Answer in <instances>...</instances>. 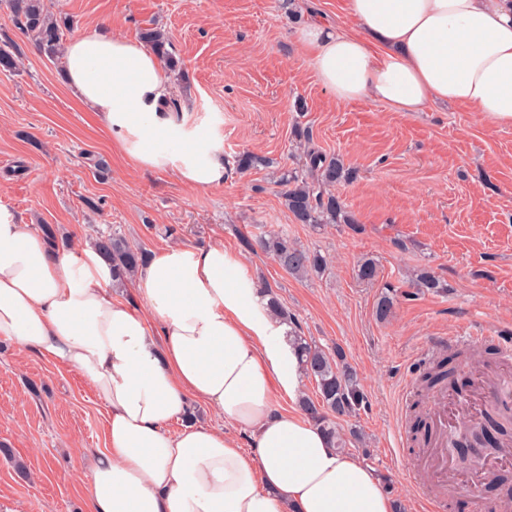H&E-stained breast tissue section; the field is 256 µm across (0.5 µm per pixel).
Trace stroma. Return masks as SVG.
I'll list each match as a JSON object with an SVG mask.
<instances>
[{
  "label": "stroma",
  "mask_w": 512,
  "mask_h": 512,
  "mask_svg": "<svg viewBox=\"0 0 512 512\" xmlns=\"http://www.w3.org/2000/svg\"><path fill=\"white\" fill-rule=\"evenodd\" d=\"M346 0H46L74 18V32L99 26L138 38L161 28L182 74L172 75L185 127L224 147L222 185L195 191L168 169H144L112 146L97 113L62 80V60L43 56L0 4V45L18 68L0 70V206L20 223L51 225L58 245H90L119 231L156 253L170 245L221 244L245 275L279 298L307 340L342 348L367 396L349 456L380 474L405 512H427L417 445L397 434L404 399L434 353L430 337L485 328L512 337V127L459 106L406 114L369 102L337 103L296 41L309 16L347 23ZM311 145L342 156L352 182L336 192L358 227L294 223L278 179L296 167L294 126ZM273 167L237 172L239 154ZM286 230L331 259L322 276L287 274L244 249L240 235ZM366 257L378 277H356ZM428 268L443 293L410 286ZM403 295L384 321L385 284ZM106 445V411L75 370L0 339V512H88L89 455Z\"/></svg>",
  "instance_id": "stroma-1"
}]
</instances>
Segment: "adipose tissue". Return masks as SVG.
I'll return each mask as SVG.
<instances>
[{
    "instance_id": "1",
    "label": "adipose tissue",
    "mask_w": 512,
    "mask_h": 512,
    "mask_svg": "<svg viewBox=\"0 0 512 512\" xmlns=\"http://www.w3.org/2000/svg\"><path fill=\"white\" fill-rule=\"evenodd\" d=\"M355 29L310 22L298 41L338 102L395 112L463 106L512 127V0H346ZM67 84L144 168L183 184L224 182V148L166 111L174 93L142 42L84 29L64 51ZM181 152L168 157L164 141ZM131 308L91 247L57 250L0 206V338L80 373L108 413L91 466L89 512H394L381 478L337 453L309 418L277 408L301 395L287 324L223 245L153 254ZM229 431L184 424L191 401ZM248 431L244 454L237 431Z\"/></svg>"
}]
</instances>
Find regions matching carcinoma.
I'll list each match as a JSON object with an SVG mask.
<instances>
[{
    "instance_id": "obj_1",
    "label": "carcinoma",
    "mask_w": 512,
    "mask_h": 512,
    "mask_svg": "<svg viewBox=\"0 0 512 512\" xmlns=\"http://www.w3.org/2000/svg\"><path fill=\"white\" fill-rule=\"evenodd\" d=\"M4 2L16 24L34 41L39 51L49 60L59 59L63 53L64 31L70 27V19L51 15L44 0ZM140 39L154 50L167 68L177 69L178 60L170 51V39L164 33L153 28L144 29L140 32ZM294 136L299 146L304 148L305 163L302 168L285 173L280 179L285 208L299 224H347L351 229H357L344 200L335 193L336 185L353 179V169L345 164L342 157H329L309 147L311 137L308 129L297 127ZM235 163L237 171L245 173L267 168L272 160L244 152L236 157ZM240 240L245 247H257L270 255L292 275L318 276L328 266L326 256L299 247L282 231H270L255 239L242 236ZM94 247L112 266V278L119 285L133 278L148 259L147 252L130 245L116 231L97 238ZM377 276L378 266L374 260L363 259L358 263L359 280L371 282ZM412 286L432 292L445 290V285L426 269L415 274ZM396 297L397 290L392 286L381 294L376 305L377 317L384 320L390 315ZM288 343L296 350L302 374L316 384V398L303 396L299 399L302 411L321 427L336 450L344 452L352 442L361 441V434L352 430L350 436H345L337 427V419L356 415L367 406L356 372L345 362V353L340 347L329 352L307 341L295 330L288 332ZM454 372L455 369L448 367V361H439L423 373V386L434 387L452 378Z\"/></svg>"
}]
</instances>
